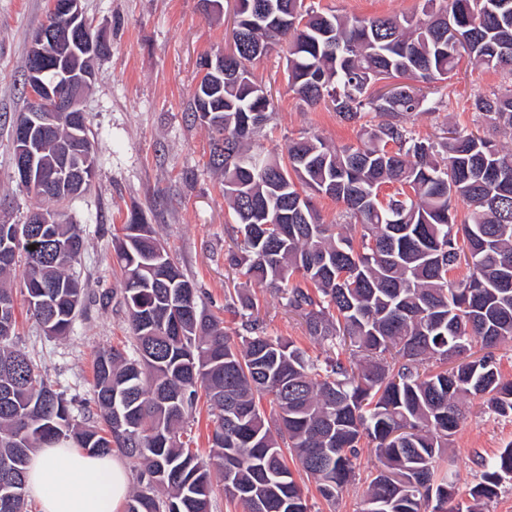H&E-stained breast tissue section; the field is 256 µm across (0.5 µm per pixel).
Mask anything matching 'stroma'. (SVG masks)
<instances>
[{"label": "stroma", "instance_id": "1", "mask_svg": "<svg viewBox=\"0 0 512 512\" xmlns=\"http://www.w3.org/2000/svg\"><path fill=\"white\" fill-rule=\"evenodd\" d=\"M339 15H409L421 0H309ZM219 13L203 12L199 0H82L86 18L104 34L110 49L93 64L94 79L80 107L88 116L97 147L96 172L87 192L73 197L67 214L84 229L81 262L73 274L84 290L83 304L70 333L45 336L17 301L16 349L34 357L48 381L76 404L93 397L97 352L131 343L120 279L113 262V237L132 211L152 224L173 262L193 281L206 308L222 317L231 338L243 335L240 319L224 309V290L240 283L226 253L233 223L224 201L222 177L209 164L207 125L188 107L200 79L197 63L223 50L230 37L231 0ZM49 0H0V224H20L40 199L18 183L12 165L11 129L25 106L23 80L29 41L46 21ZM281 47H272L255 66L271 90L273 110L256 139L264 151L284 155L290 139L313 132L341 147L357 142L359 128L341 121L324 106H308L288 92ZM500 75L477 68L460 71L447 89L440 112L410 117L420 136L446 125L473 127L469 95L498 87ZM258 299L253 317L259 332L291 339L310 356L323 346L306 333L302 319L289 311L281 294L265 285L250 286ZM512 443V417L472 407L452 437L448 467L455 499L466 502L479 483L481 459ZM376 459L361 454L356 477L335 507L310 493L311 512H361Z\"/></svg>", "mask_w": 512, "mask_h": 512}]
</instances>
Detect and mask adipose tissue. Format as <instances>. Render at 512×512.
Segmentation results:
<instances>
[{"label": "adipose tissue", "mask_w": 512, "mask_h": 512, "mask_svg": "<svg viewBox=\"0 0 512 512\" xmlns=\"http://www.w3.org/2000/svg\"><path fill=\"white\" fill-rule=\"evenodd\" d=\"M129 485V470L117 456L73 446L37 449L26 478L39 512H122Z\"/></svg>", "instance_id": "1"}]
</instances>
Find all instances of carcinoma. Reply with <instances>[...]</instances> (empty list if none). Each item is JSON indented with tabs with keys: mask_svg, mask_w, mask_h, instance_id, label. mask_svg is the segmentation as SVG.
Listing matches in <instances>:
<instances>
[{
	"mask_svg": "<svg viewBox=\"0 0 512 512\" xmlns=\"http://www.w3.org/2000/svg\"><path fill=\"white\" fill-rule=\"evenodd\" d=\"M233 35L237 77H200L190 103L198 119L211 111L210 165L224 173L240 238L227 262L281 293L326 356L257 333L235 343L197 293L194 312L183 310L194 284L167 251L155 252L153 227L133 214L114 248L133 352L97 354V420L79 422L37 361L14 348L13 288L1 279L23 262L27 314L69 332L84 294L69 274L83 236L63 204L76 195L71 170L95 150L86 115L74 147L70 113L53 112L32 132L36 171L48 178L26 188L54 203L30 216L53 212L60 223L47 225L50 240L37 251L0 224V254L10 255L0 257V487H20L10 512H26L30 452L53 442L137 461L140 489L125 512H211L213 467L244 512H309L288 460L334 506L365 438L378 466L362 512H427L433 500V512H481L512 479V444L480 463L465 507H448L455 485L442 462L463 403L512 416V380L494 355L463 358L475 339L489 349L512 342V288L500 287L512 279V148L458 126L421 138L407 119L439 111L436 83L465 61L505 73L498 90L469 99V110L512 134V0H426L415 18L240 0ZM71 40L50 45L42 61L62 91L85 66ZM275 41L286 44L288 90L360 125L357 145L306 134L280 159L252 143L271 106L253 67L265 55L258 46ZM370 113L379 117L372 127L362 123ZM316 195L342 204L349 222L322 223ZM455 199L468 204V218L458 220ZM462 265L468 274L451 277ZM224 299L243 311L256 305L237 285ZM202 399L214 420L207 462L180 440Z\"/></svg>",
	"mask_w": 512,
	"mask_h": 512,
	"instance_id": "cac0c4a2",
	"label": "carcinoma"
}]
</instances>
